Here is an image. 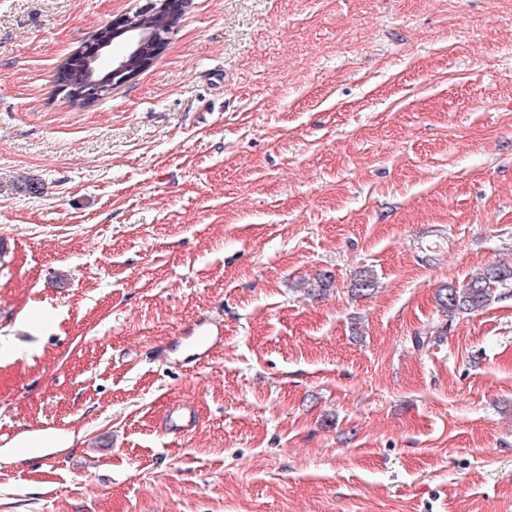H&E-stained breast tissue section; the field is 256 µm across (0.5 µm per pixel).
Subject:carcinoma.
Listing matches in <instances>:
<instances>
[{"label": "carcinoma", "instance_id": "carcinoma-1", "mask_svg": "<svg viewBox=\"0 0 512 512\" xmlns=\"http://www.w3.org/2000/svg\"><path fill=\"white\" fill-rule=\"evenodd\" d=\"M56 83L67 101L75 102L78 90V76L65 69L58 70ZM512 296V266L500 264L488 266L471 276L463 284L442 288L436 293V305L448 317V322L435 330L439 340L448 331L449 321L460 314H470L490 303V301Z\"/></svg>", "mask_w": 512, "mask_h": 512}]
</instances>
